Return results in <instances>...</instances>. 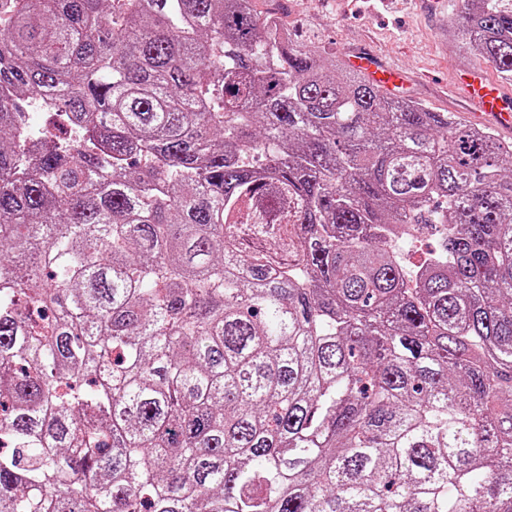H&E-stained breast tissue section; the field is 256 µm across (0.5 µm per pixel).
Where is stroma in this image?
I'll return each instance as SVG.
<instances>
[{
  "label": "stroma",
  "instance_id": "35a3bbf8",
  "mask_svg": "<svg viewBox=\"0 0 512 512\" xmlns=\"http://www.w3.org/2000/svg\"><path fill=\"white\" fill-rule=\"evenodd\" d=\"M255 7L276 12L297 42L338 58L353 46L370 48L405 71L413 99L482 125L454 84L465 62L442 35L458 19L452 0H255Z\"/></svg>",
  "mask_w": 512,
  "mask_h": 512
}]
</instances>
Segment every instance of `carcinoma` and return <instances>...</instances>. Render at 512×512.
I'll use <instances>...</instances> for the list:
<instances>
[{
  "mask_svg": "<svg viewBox=\"0 0 512 512\" xmlns=\"http://www.w3.org/2000/svg\"><path fill=\"white\" fill-rule=\"evenodd\" d=\"M0 512H512V142L253 0H0ZM417 244L413 249L404 253L405 268L412 271L419 266L429 253L439 248L440 235L435 230L419 231L416 236Z\"/></svg>",
  "mask_w": 512,
  "mask_h": 512,
  "instance_id": "obj_1",
  "label": "carcinoma"
}]
</instances>
